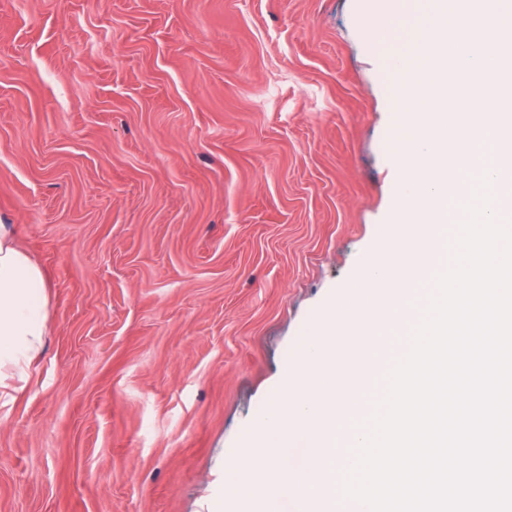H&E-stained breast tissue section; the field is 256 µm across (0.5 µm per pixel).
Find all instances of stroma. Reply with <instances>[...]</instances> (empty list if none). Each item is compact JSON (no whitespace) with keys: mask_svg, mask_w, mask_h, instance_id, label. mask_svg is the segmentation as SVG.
Segmentation results:
<instances>
[{"mask_svg":"<svg viewBox=\"0 0 512 512\" xmlns=\"http://www.w3.org/2000/svg\"><path fill=\"white\" fill-rule=\"evenodd\" d=\"M0 0V219L49 334L0 512H207L296 344L387 244L402 13Z\"/></svg>","mask_w":512,"mask_h":512,"instance_id":"obj_1","label":"stroma"}]
</instances>
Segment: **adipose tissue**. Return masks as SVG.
<instances>
[{
    "mask_svg": "<svg viewBox=\"0 0 512 512\" xmlns=\"http://www.w3.org/2000/svg\"><path fill=\"white\" fill-rule=\"evenodd\" d=\"M47 283L40 265L16 244V227L0 223V399L44 353Z\"/></svg>",
    "mask_w": 512,
    "mask_h": 512,
    "instance_id": "ef3b65f1",
    "label": "adipose tissue"
}]
</instances>
